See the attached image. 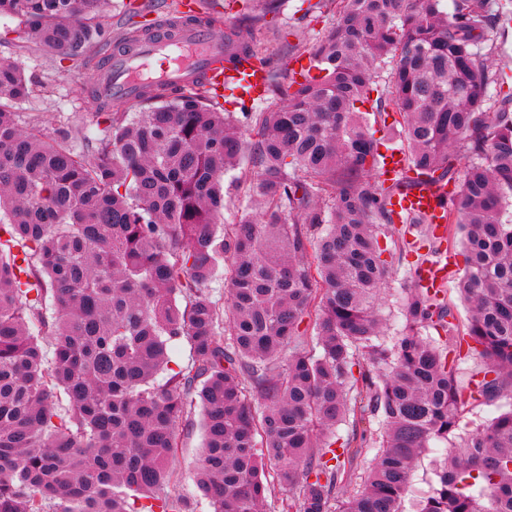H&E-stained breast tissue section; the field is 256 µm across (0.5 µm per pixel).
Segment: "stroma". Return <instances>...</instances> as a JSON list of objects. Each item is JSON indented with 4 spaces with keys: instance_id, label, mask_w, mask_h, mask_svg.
<instances>
[{
    "instance_id": "35a3bbf8",
    "label": "stroma",
    "mask_w": 512,
    "mask_h": 512,
    "mask_svg": "<svg viewBox=\"0 0 512 512\" xmlns=\"http://www.w3.org/2000/svg\"><path fill=\"white\" fill-rule=\"evenodd\" d=\"M204 7L220 4L224 10V25L217 35L235 30L253 32V45L265 57L273 88L258 98H248L239 88L225 90L220 103L229 112H272L288 103L289 76L308 68L314 46L329 30L336 18L334 0H200ZM17 19L0 16V56L16 58L24 73L38 91L29 100L17 105L21 124H28L30 116H37L47 132L73 122H81L86 140H94L96 125L93 115L98 110L90 94L101 76L98 65L104 51L94 48L89 61L73 68L56 62L41 47L18 38ZM257 178V169L251 161L225 173L224 212L222 223H234L242 209L253 206L254 198L248 192ZM410 284L407 265H400L396 275L383 287L378 310L388 336L398 335L401 326L398 307L403 290ZM203 436L199 419H192L181 434L176 467L179 473L178 489L188 498L195 512H208V506L196 487V467Z\"/></svg>"
}]
</instances>
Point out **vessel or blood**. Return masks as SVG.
<instances>
[{"instance_id":"obj_1","label":"vessel or blood","mask_w":512,"mask_h":512,"mask_svg":"<svg viewBox=\"0 0 512 512\" xmlns=\"http://www.w3.org/2000/svg\"><path fill=\"white\" fill-rule=\"evenodd\" d=\"M214 23L184 16L175 36L156 35L142 42L132 53L113 52L105 70L110 75L100 88L102 99L136 102L143 83L165 81L180 88L213 85L224 80V46L214 35ZM234 80L259 91L266 83L264 70L246 65L233 72ZM451 198L447 186L427 182L395 194L392 207L431 225L435 235L446 233L442 219ZM454 257L441 254L432 262L418 267L414 283L419 288L440 289L453 269Z\"/></svg>"}]
</instances>
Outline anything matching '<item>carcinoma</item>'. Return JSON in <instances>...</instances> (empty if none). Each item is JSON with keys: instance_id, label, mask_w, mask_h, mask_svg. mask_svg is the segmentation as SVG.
<instances>
[{"instance_id": "carcinoma-1", "label": "carcinoma", "mask_w": 512, "mask_h": 512, "mask_svg": "<svg viewBox=\"0 0 512 512\" xmlns=\"http://www.w3.org/2000/svg\"><path fill=\"white\" fill-rule=\"evenodd\" d=\"M102 2L0 0V15L83 64L106 38ZM511 22L483 0H339L286 107L239 119L154 81L140 111L96 113L92 147L79 124L20 129L33 86L0 57V512H194L175 460L196 404L210 512H260L269 464L279 512H405L435 443L415 512H512V86L477 47ZM250 41L226 35L224 61L265 64ZM397 129L405 171L373 184L376 134ZM247 156L260 210L224 225L222 177ZM461 159L447 223L467 322L412 284L387 339L376 305L397 268L379 237L416 233L417 265L441 246L391 195L452 182ZM181 339L191 359L172 371ZM444 446V444H438L432 448L415 470L411 479V492L404 503L407 512H413L415 502L432 493L435 486L432 461L443 453Z\"/></svg>"}]
</instances>
